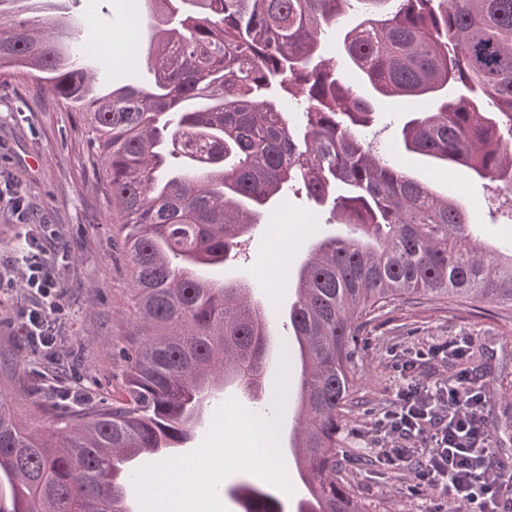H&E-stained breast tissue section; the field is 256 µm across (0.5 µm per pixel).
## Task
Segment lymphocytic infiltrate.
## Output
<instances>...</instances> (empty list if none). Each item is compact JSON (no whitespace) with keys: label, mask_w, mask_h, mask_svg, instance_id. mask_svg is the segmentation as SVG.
<instances>
[{"label":"lymphocytic infiltrate","mask_w":512,"mask_h":512,"mask_svg":"<svg viewBox=\"0 0 512 512\" xmlns=\"http://www.w3.org/2000/svg\"><path fill=\"white\" fill-rule=\"evenodd\" d=\"M22 285L38 299L24 313L22 330L45 354H53L62 311L60 285L51 273L49 256L35 238L24 259ZM487 399V391L478 390L466 371L445 385L408 383L397 392L396 410L379 423L380 460L390 466L414 461L419 483L441 492L452 512H502L498 491L512 486V471L488 462L492 438L481 416ZM412 437L421 439L423 451L406 446V439Z\"/></svg>","instance_id":"obj_1"}]
</instances>
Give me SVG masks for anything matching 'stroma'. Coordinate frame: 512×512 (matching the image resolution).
I'll use <instances>...</instances> for the list:
<instances>
[{"instance_id": "stroma-1", "label": "stroma", "mask_w": 512, "mask_h": 512, "mask_svg": "<svg viewBox=\"0 0 512 512\" xmlns=\"http://www.w3.org/2000/svg\"><path fill=\"white\" fill-rule=\"evenodd\" d=\"M67 6L80 41L88 47L82 64L93 69L111 62L113 85L125 84L129 70L124 58L133 47H148L154 18L147 0H68ZM363 17L360 6H351L322 44L327 63L356 89L361 83L347 65L340 43L344 32ZM430 107L424 98L379 104L377 123L367 135L373 147L418 178L427 176L428 165L405 152L397 135L410 113ZM86 158V128L79 113L65 109L25 76H0V181L20 193L35 218L34 223L19 224L10 210L0 211V272L5 275L0 283V390L8 395L19 423L43 431L58 428L78 405L122 398L126 364L118 347L138 330L130 312L132 283L112 208ZM436 189L456 193L474 219L484 224L487 241L500 236L499 225L492 222L499 202L488 181L459 172L451 184L440 183ZM274 221L275 231L257 225L237 255L209 276L256 279L271 268L278 243L287 242L288 272L275 276L274 287L255 291L256 298L271 306L273 335L281 340L288 335L290 272L304 258L312 234H343L347 228L337 223L329 208L316 207L302 193L278 203ZM32 235L59 259L53 273L62 285L64 312L51 357L34 353L20 329L21 314L33 299L20 286L22 267L15 257ZM463 336L472 340L469 358L435 354V347ZM360 338L354 358L356 402L341 418L337 468L369 512H448L446 500L419 485L413 466H388L376 453L381 444L376 422L394 407L404 384L399 365L407 358L415 361L413 380L429 385L482 362L490 365L481 379L490 392L482 418L492 437L494 463L512 469V311L438 301L397 302L371 316ZM265 407L278 425V440H287L296 421L294 402L272 401L266 391L250 399L231 386L216 391L190 441L167 463V471L182 472L196 460L199 449L209 448L211 461L197 478L203 485L222 481L223 512H242L233 494L241 483L278 496L285 512H294L303 492L299 481L283 485L259 469L223 464L224 454L243 439L240 415Z\"/></svg>"}]
</instances>
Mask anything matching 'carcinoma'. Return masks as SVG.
Listing matches in <instances>:
<instances>
[{
    "mask_svg": "<svg viewBox=\"0 0 512 512\" xmlns=\"http://www.w3.org/2000/svg\"><path fill=\"white\" fill-rule=\"evenodd\" d=\"M174 1L190 9L157 17L152 82L103 94L63 50V0H43L53 15L31 19L0 0V75L23 71L84 117L141 325L124 340V395L111 406L79 407L48 435L0 400V512H131L122 484L135 457L181 447L216 387L265 388L268 307L251 285L199 268L224 265L300 190L351 232L315 237L293 273L281 364L292 375L294 354L302 363L299 462L314 512H369L336 463L359 320L395 301L512 308V244L487 245L454 194L373 152L361 137L373 103L320 61L321 37L364 6L342 50L365 83L383 98L434 102L404 124V149L431 159L432 175L464 168L488 180L512 206V0L439 10L434 0H149ZM450 85L461 93L448 97ZM236 494L245 512H283L266 491Z\"/></svg>",
    "mask_w": 512,
    "mask_h": 512,
    "instance_id": "carcinoma-1",
    "label": "carcinoma"
}]
</instances>
